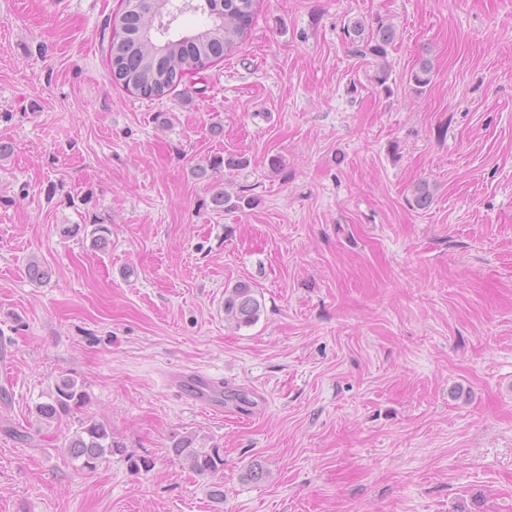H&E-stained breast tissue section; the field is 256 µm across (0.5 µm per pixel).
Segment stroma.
Instances as JSON below:
<instances>
[{
	"label": "stroma",
	"mask_w": 512,
	"mask_h": 512,
	"mask_svg": "<svg viewBox=\"0 0 512 512\" xmlns=\"http://www.w3.org/2000/svg\"><path fill=\"white\" fill-rule=\"evenodd\" d=\"M120 8L0 0V512H512V0H256L232 56L154 100L112 82ZM377 17L385 91L341 42ZM241 280L263 311L237 328ZM63 377L88 399L43 424ZM87 419L150 468L80 469ZM187 432L221 479L169 453ZM258 287L250 281H238L224 290V320L237 328L256 323L263 310ZM182 378H186L185 383L191 388V399L195 404H202L210 409L215 407L213 395L209 390V386H211L212 382L205 374L195 371L181 373L173 377L172 385L177 388H182L183 386L180 384Z\"/></svg>",
	"instance_id": "obj_1"
}]
</instances>
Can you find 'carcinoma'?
<instances>
[{"label": "carcinoma", "instance_id": "1", "mask_svg": "<svg viewBox=\"0 0 512 512\" xmlns=\"http://www.w3.org/2000/svg\"><path fill=\"white\" fill-rule=\"evenodd\" d=\"M224 18L206 10H196L200 17L191 31H171L185 13L178 0H123L124 10L111 23L109 65L112 78L126 90L146 99L161 98L191 72L224 59L248 32L254 21L255 0H223ZM395 38L391 25L383 21L369 25L355 19L343 27L342 43L348 56L373 68L377 87L387 90L390 78L389 49ZM432 65L420 62L408 83L416 93L431 84ZM432 202L429 184H417L408 200L416 209H426ZM258 287L239 281L224 289V321L236 327L256 323L263 310ZM83 385L74 378L55 384L47 400L35 406L37 418L54 423L86 403ZM69 455L80 468L92 470L109 455L124 453V447L112 438V431L102 422L88 420L80 424L66 444ZM170 452L200 475L215 476L224 470V456L216 444L193 433L178 435Z\"/></svg>", "mask_w": 512, "mask_h": 512}]
</instances>
